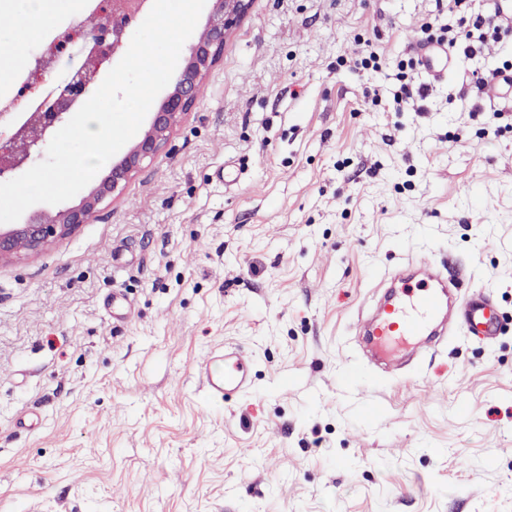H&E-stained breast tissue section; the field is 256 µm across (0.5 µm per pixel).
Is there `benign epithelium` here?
Segmentation results:
<instances>
[{
  "instance_id": "7a95c632",
  "label": "benign epithelium",
  "mask_w": 512,
  "mask_h": 512,
  "mask_svg": "<svg viewBox=\"0 0 512 512\" xmlns=\"http://www.w3.org/2000/svg\"><path fill=\"white\" fill-rule=\"evenodd\" d=\"M153 0H96V28L80 31L55 46L53 61L62 51L79 47L87 51L82 69L58 82L55 97L45 112L31 116L0 138V180L42 155L50 137L76 112L77 103L94 84L98 65L126 42L133 22ZM213 8L204 34L190 38L182 66L169 92L152 112L145 129L128 146L107 175L96 181L78 203L55 213L35 211L23 224L0 225V263L37 254L53 242L89 223L98 206L122 190L147 159H153L167 143L201 93L202 80L224 51V41L245 17L251 0H212Z\"/></svg>"
}]
</instances>
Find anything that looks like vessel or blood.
I'll return each instance as SVG.
<instances>
[{"instance_id":"1","label":"vessel or blood","mask_w":512,"mask_h":512,"mask_svg":"<svg viewBox=\"0 0 512 512\" xmlns=\"http://www.w3.org/2000/svg\"><path fill=\"white\" fill-rule=\"evenodd\" d=\"M447 55L442 46L424 45L423 69L434 78L444 77L441 61ZM412 266V272L398 273L399 291L380 300L376 314L366 322L365 333L386 371L398 370L402 359L417 358L438 346L448 333V313L453 308L462 313L469 334L485 340L497 336L494 306L482 293L455 294L447 272L430 260H416ZM195 373L206 396L217 402L245 393L252 383L251 363L234 347L211 350L196 364Z\"/></svg>"}]
</instances>
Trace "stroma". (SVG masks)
<instances>
[{"mask_svg":"<svg viewBox=\"0 0 512 512\" xmlns=\"http://www.w3.org/2000/svg\"><path fill=\"white\" fill-rule=\"evenodd\" d=\"M75 13L94 26L75 0L0 55L17 111ZM447 21L448 0H252L159 155L0 265V512H512V127L487 131L512 100L468 82L512 33L437 82L416 48ZM403 63L426 96L396 113ZM409 258L502 327L389 375L357 325ZM224 344L252 385L217 403L194 366Z\"/></svg>","mask_w":512,"mask_h":512,"instance_id":"35a3bbf8","label":"stroma"}]
</instances>
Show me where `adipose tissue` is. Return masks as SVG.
<instances>
[{
  "label": "adipose tissue",
  "instance_id": "adipose-tissue-1",
  "mask_svg": "<svg viewBox=\"0 0 512 512\" xmlns=\"http://www.w3.org/2000/svg\"><path fill=\"white\" fill-rule=\"evenodd\" d=\"M68 3L69 0H13V22L0 27V50L21 56L27 42L37 38L42 28Z\"/></svg>",
  "mask_w": 512,
  "mask_h": 512
}]
</instances>
